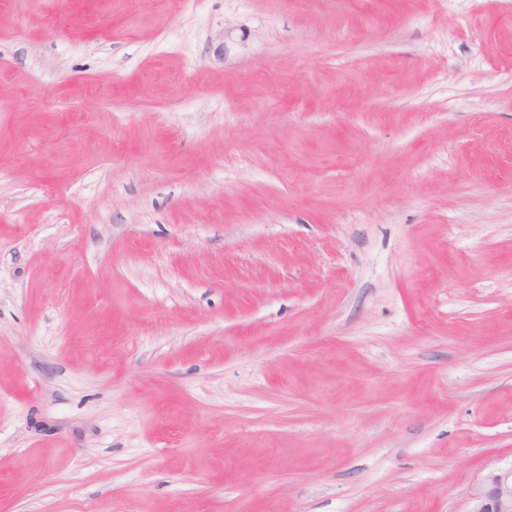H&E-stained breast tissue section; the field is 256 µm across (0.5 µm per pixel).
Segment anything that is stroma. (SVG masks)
<instances>
[{"label": "stroma", "instance_id": "1", "mask_svg": "<svg viewBox=\"0 0 512 512\" xmlns=\"http://www.w3.org/2000/svg\"><path fill=\"white\" fill-rule=\"evenodd\" d=\"M509 467L512 0H0V512Z\"/></svg>", "mask_w": 512, "mask_h": 512}]
</instances>
